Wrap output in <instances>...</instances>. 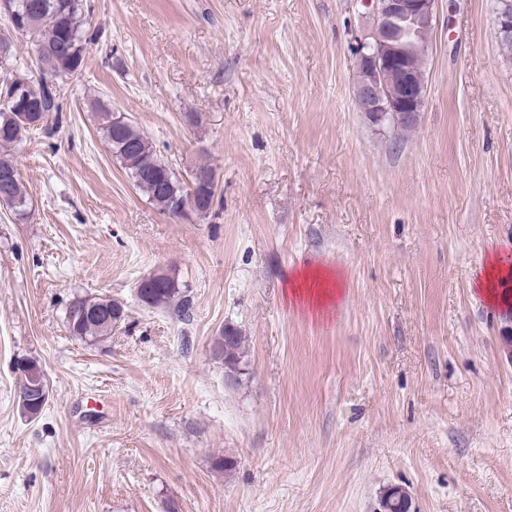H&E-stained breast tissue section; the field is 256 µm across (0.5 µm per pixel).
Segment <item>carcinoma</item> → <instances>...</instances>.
Masks as SVG:
<instances>
[{
    "label": "carcinoma",
    "instance_id": "1",
    "mask_svg": "<svg viewBox=\"0 0 512 512\" xmlns=\"http://www.w3.org/2000/svg\"><path fill=\"white\" fill-rule=\"evenodd\" d=\"M21 35L36 47L35 63L39 77L31 80L33 90L27 101L12 97L9 86L0 88V203H5L21 220L27 215V194L21 174L9 148L17 146L27 131L46 129L53 112H61L58 81L75 74L84 64L87 46L93 36L85 30L83 0H13ZM103 136L115 157L134 179L135 185L163 212L183 217L190 213L204 216L211 211L214 197L208 196L213 182L194 184L186 190L170 167L160 160L150 141L135 126L119 119L114 112L101 113ZM175 307L185 311L179 281L174 273L162 271L161 285L149 291L148 308ZM125 319L124 310L112 309L107 297L75 299L66 311L71 335L99 342L112 335L113 322ZM224 358V368L245 373L244 337L235 328L226 327L213 340ZM384 498L395 504L391 512H407L408 493L401 487L390 488Z\"/></svg>",
    "mask_w": 512,
    "mask_h": 512
}]
</instances>
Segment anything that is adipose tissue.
<instances>
[{"label":"adipose tissue","instance_id":"1","mask_svg":"<svg viewBox=\"0 0 512 512\" xmlns=\"http://www.w3.org/2000/svg\"><path fill=\"white\" fill-rule=\"evenodd\" d=\"M341 284V277L332 271L308 266L289 277L287 296L293 306L317 321L326 318L341 298Z\"/></svg>","mask_w":512,"mask_h":512}]
</instances>
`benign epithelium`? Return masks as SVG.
<instances>
[{
  "mask_svg": "<svg viewBox=\"0 0 512 512\" xmlns=\"http://www.w3.org/2000/svg\"><path fill=\"white\" fill-rule=\"evenodd\" d=\"M437 0H360L373 18V26L353 37L357 109L374 124L393 114L415 124L424 110L425 84L417 79L411 55H428L424 39L437 23ZM390 88L387 97L377 93L379 84Z\"/></svg>",
  "mask_w": 512,
  "mask_h": 512,
  "instance_id": "benign-epithelium-1",
  "label": "benign epithelium"
}]
</instances>
